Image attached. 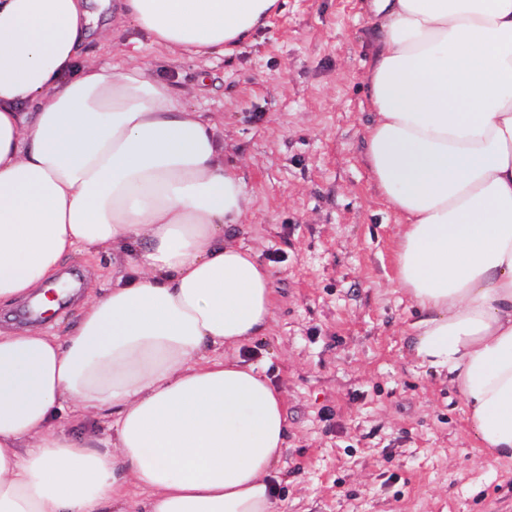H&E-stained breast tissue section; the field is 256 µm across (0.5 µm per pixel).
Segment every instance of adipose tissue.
<instances>
[{
  "label": "adipose tissue",
  "mask_w": 512,
  "mask_h": 512,
  "mask_svg": "<svg viewBox=\"0 0 512 512\" xmlns=\"http://www.w3.org/2000/svg\"><path fill=\"white\" fill-rule=\"evenodd\" d=\"M277 5L116 0L141 34L122 66L82 60L90 0H0V307L58 311L43 288L82 250L128 265L66 335L0 329V512H275L284 401L237 356L269 326L273 273L227 234L253 198L210 117L138 50L229 53ZM368 9L367 161L401 217L412 349L460 392L481 451L512 464V0Z\"/></svg>",
  "instance_id": "1"
}]
</instances>
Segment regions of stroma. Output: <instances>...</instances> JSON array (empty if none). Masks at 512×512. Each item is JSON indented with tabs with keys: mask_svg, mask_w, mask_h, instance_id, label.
I'll return each mask as SVG.
<instances>
[{
	"mask_svg": "<svg viewBox=\"0 0 512 512\" xmlns=\"http://www.w3.org/2000/svg\"><path fill=\"white\" fill-rule=\"evenodd\" d=\"M136 35L107 22L86 50L121 63ZM376 39L366 0H280L233 52L139 56L213 119L255 199L232 233L270 266L273 306L240 356L285 401L277 512H512V466L480 453L460 393L411 349L419 312L392 281L399 218L366 160ZM62 269L95 294L112 253Z\"/></svg>",
	"mask_w": 512,
	"mask_h": 512,
	"instance_id": "35a3bbf8",
	"label": "stroma"
}]
</instances>
